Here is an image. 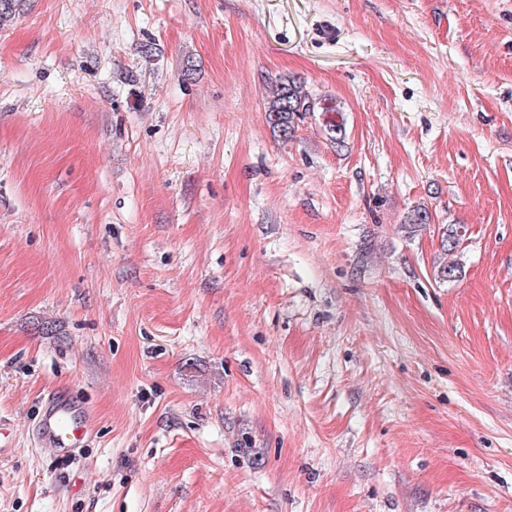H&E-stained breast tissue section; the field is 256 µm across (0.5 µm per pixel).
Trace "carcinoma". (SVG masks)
Instances as JSON below:
<instances>
[{
  "label": "carcinoma",
  "instance_id": "1",
  "mask_svg": "<svg viewBox=\"0 0 512 512\" xmlns=\"http://www.w3.org/2000/svg\"><path fill=\"white\" fill-rule=\"evenodd\" d=\"M340 112L338 106L326 101H319L306 89L304 83L285 79L275 84L271 91L266 109V120L273 131L283 140L294 134L298 121L309 112ZM465 227L461 224H450L442 232L441 247L447 253L455 252Z\"/></svg>",
  "mask_w": 512,
  "mask_h": 512
}]
</instances>
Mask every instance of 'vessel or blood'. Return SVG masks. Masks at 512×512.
<instances>
[{
	"label": "vessel or blood",
	"instance_id": "obj_1",
	"mask_svg": "<svg viewBox=\"0 0 512 512\" xmlns=\"http://www.w3.org/2000/svg\"><path fill=\"white\" fill-rule=\"evenodd\" d=\"M94 416L91 410L61 390L48 398L39 419L38 444L46 454L60 448H77L91 432Z\"/></svg>",
	"mask_w": 512,
	"mask_h": 512
}]
</instances>
